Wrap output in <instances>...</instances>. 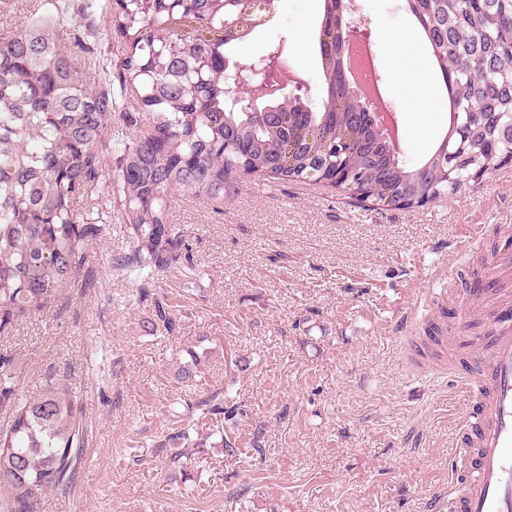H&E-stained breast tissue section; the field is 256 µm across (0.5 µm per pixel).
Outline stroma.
<instances>
[{
  "label": "stroma",
  "mask_w": 512,
  "mask_h": 512,
  "mask_svg": "<svg viewBox=\"0 0 512 512\" xmlns=\"http://www.w3.org/2000/svg\"><path fill=\"white\" fill-rule=\"evenodd\" d=\"M370 21L385 97L408 165L426 161L448 131V97L410 109L407 84L432 69L405 0H356ZM323 0H273L271 18L240 43L258 61L283 46L289 70L319 103ZM170 218L191 248L194 278L171 271L151 291L173 307V330L153 328L137 280L112 268L129 245L120 210L89 243L93 288L66 291L50 311L0 334L13 360L16 396L47 381L68 389L85 429L80 476L39 512H448V460L467 401L455 380L469 342L446 369H423L401 338L419 304L418 335L445 328L455 303L420 304L451 265L475 284L512 225V165L418 209H370L340 190L263 175L217 204L175 191ZM199 358L201 385L178 370ZM230 388L244 412L180 464L161 451L187 404ZM261 453L231 456L228 434Z\"/></svg>",
  "instance_id": "obj_1"
}]
</instances>
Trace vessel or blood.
Returning <instances> with one entry per match:
<instances>
[{
  "label": "vessel or blood",
  "mask_w": 512,
  "mask_h": 512,
  "mask_svg": "<svg viewBox=\"0 0 512 512\" xmlns=\"http://www.w3.org/2000/svg\"><path fill=\"white\" fill-rule=\"evenodd\" d=\"M512 276V252H499L481 283L457 289L452 274L440 276L442 298L458 302L462 314L449 341L470 335V323L494 306L489 336H470L473 351L464 378L470 398L463 428L468 442L450 458L448 512H512V296L500 290Z\"/></svg>",
  "instance_id": "b4317fda"
}]
</instances>
